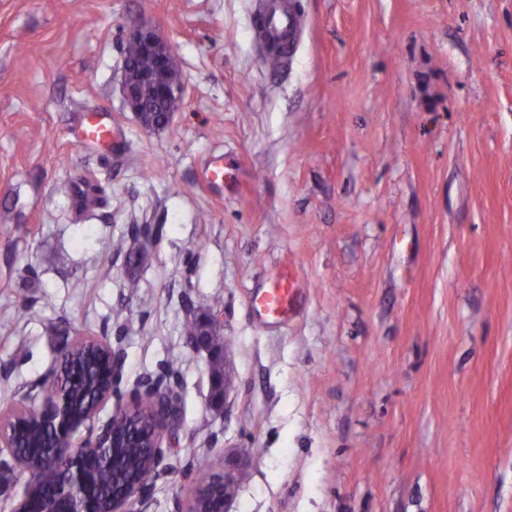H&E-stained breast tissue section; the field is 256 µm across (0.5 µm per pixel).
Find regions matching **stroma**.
Here are the masks:
<instances>
[{
	"label": "stroma",
	"mask_w": 512,
	"mask_h": 512,
	"mask_svg": "<svg viewBox=\"0 0 512 512\" xmlns=\"http://www.w3.org/2000/svg\"><path fill=\"white\" fill-rule=\"evenodd\" d=\"M256 2L0 0V412L77 333L123 349L119 394L178 377L141 512L186 503L205 455L229 512H512V0H298L276 73ZM136 22L184 84L154 131L120 89ZM89 110L124 145L79 146ZM84 181L81 209L59 187ZM285 266L301 300L260 324ZM217 298L219 405L185 332ZM219 471H221V462L214 457L203 456L197 461L196 472L198 484H205L208 479L213 477L204 487H207L212 501L219 502L220 512H226V504L229 499L228 489L236 485L237 477L233 471L225 467L224 471L220 473ZM217 473H219V475L215 476Z\"/></svg>",
	"instance_id": "obj_1"
}]
</instances>
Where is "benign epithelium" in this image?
<instances>
[{
	"mask_svg": "<svg viewBox=\"0 0 512 512\" xmlns=\"http://www.w3.org/2000/svg\"><path fill=\"white\" fill-rule=\"evenodd\" d=\"M123 41L138 45L142 56L149 63V69L137 82H129L126 75H121L124 102L140 120L143 119L146 97L151 96L163 103L165 117L144 125V128L151 130L162 128L178 108L184 90L183 82L172 83L167 78L175 55L168 41L149 24L128 27L123 32ZM212 322L211 316L199 321V330L190 337V345L202 348L210 356L216 357L221 355L222 349L211 342L209 332ZM98 343L108 352L102 365V378L110 383L98 396L96 406L99 407L112 398L114 384L123 374L125 358L122 350L112 347L108 341L100 339ZM40 406L46 409L55 435L52 449L41 460L40 482L43 485H54L55 495L47 505L38 500V488L31 485L16 503L13 512H136L135 506L144 501L148 485L124 483L119 491L106 498V505L100 508L97 494L94 493L96 473L84 465L82 458L110 445L116 422L127 420L135 412L143 411L153 426L150 463L152 473L158 474L163 469L165 459L163 440L172 437L181 427L179 395L171 378L159 374L154 378L146 376L137 380L133 387V403L116 405L110 419L98 428L92 425L95 417L93 413L80 419L75 418L69 396L60 391L43 398ZM23 410L24 406L18 405L10 409L7 416L0 417V447L8 449L15 465L24 469L26 463L16 452V443L25 432ZM85 423L88 424L87 436L78 444L81 452L75 453L72 451L73 436ZM236 483V474L226 469L206 484L211 499L219 502L220 512H226L228 489Z\"/></svg>",
	"mask_w": 512,
	"mask_h": 512,
	"instance_id": "benign-epithelium-1",
	"label": "benign epithelium"
}]
</instances>
